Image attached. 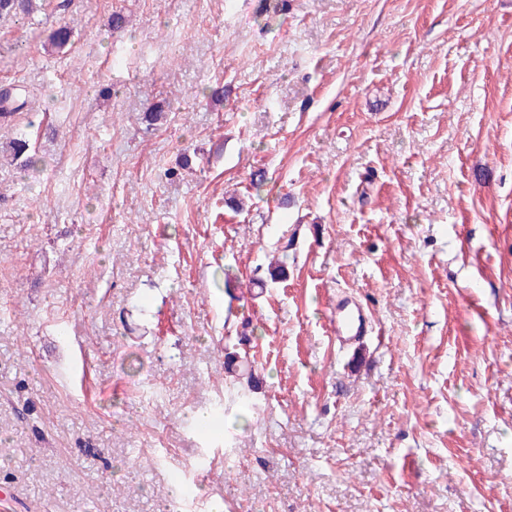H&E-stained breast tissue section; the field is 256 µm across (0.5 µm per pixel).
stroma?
Masks as SVG:
<instances>
[{
  "instance_id": "1",
  "label": "stroma",
  "mask_w": 512,
  "mask_h": 512,
  "mask_svg": "<svg viewBox=\"0 0 512 512\" xmlns=\"http://www.w3.org/2000/svg\"><path fill=\"white\" fill-rule=\"evenodd\" d=\"M10 88V512H512V0H36ZM329 327L339 348L358 346L373 332L368 313L347 295L336 299V316L329 319Z\"/></svg>"
}]
</instances>
